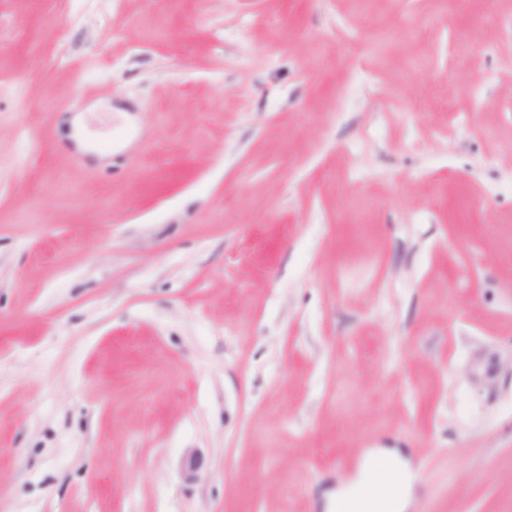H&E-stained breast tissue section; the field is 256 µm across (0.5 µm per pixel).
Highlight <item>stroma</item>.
Returning a JSON list of instances; mask_svg holds the SVG:
<instances>
[{
	"instance_id": "1",
	"label": "stroma",
	"mask_w": 512,
	"mask_h": 512,
	"mask_svg": "<svg viewBox=\"0 0 512 512\" xmlns=\"http://www.w3.org/2000/svg\"><path fill=\"white\" fill-rule=\"evenodd\" d=\"M373 448L512 512V0H0V512H320Z\"/></svg>"
}]
</instances>
